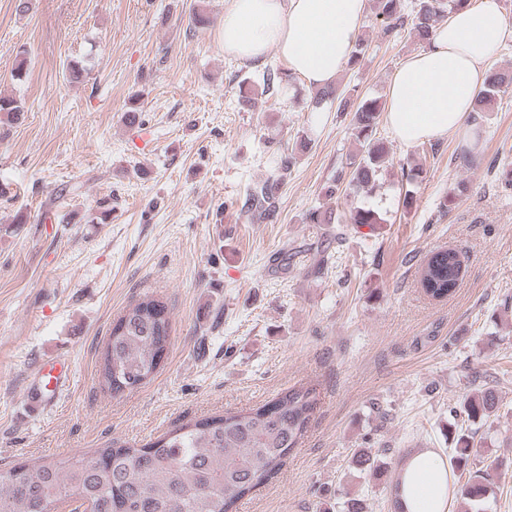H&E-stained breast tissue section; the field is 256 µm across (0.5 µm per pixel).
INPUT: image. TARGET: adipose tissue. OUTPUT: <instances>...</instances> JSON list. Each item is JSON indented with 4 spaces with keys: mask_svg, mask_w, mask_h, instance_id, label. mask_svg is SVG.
<instances>
[{
    "mask_svg": "<svg viewBox=\"0 0 512 512\" xmlns=\"http://www.w3.org/2000/svg\"><path fill=\"white\" fill-rule=\"evenodd\" d=\"M367 0H225L224 51L248 62L276 50L308 87L334 84L344 71ZM512 37L500 0H481L450 13L426 46L394 74L385 121L402 144L478 134L466 118L486 76L493 48ZM398 512H448V461L430 450L408 454L392 485Z\"/></svg>",
    "mask_w": 512,
    "mask_h": 512,
    "instance_id": "1",
    "label": "adipose tissue"
}]
</instances>
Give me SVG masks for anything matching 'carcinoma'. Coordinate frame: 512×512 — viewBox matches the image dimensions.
I'll return each mask as SVG.
<instances>
[{
	"instance_id": "1",
	"label": "carcinoma",
	"mask_w": 512,
	"mask_h": 512,
	"mask_svg": "<svg viewBox=\"0 0 512 512\" xmlns=\"http://www.w3.org/2000/svg\"><path fill=\"white\" fill-rule=\"evenodd\" d=\"M462 0H417L410 30L425 42ZM374 24L381 33L397 35L404 23L402 0H372ZM288 83V74L266 69L257 79H243L238 92L243 102L252 101L255 88L272 94ZM512 89V72L495 68L478 92L473 111L490 112L500 94ZM338 103L347 107L345 93L337 87L319 89L315 107ZM381 103L362 99L352 116V135L358 145L346 161L349 177L340 174L326 187L332 198L340 181L347 180L352 193H372L389 162L382 138L377 136ZM23 112L22 101L0 96V123L10 126ZM283 176L258 182L249 194L252 218L264 221L274 215ZM306 224H335V212L321 206L307 210ZM348 223L358 228L382 223L371 207L354 206ZM462 278V261L452 248L434 252L420 271L423 292L438 300L451 294ZM170 315L167 305L146 296L131 305L112 325L102 352L101 378L112 394L124 392L127 378L147 383L157 371L156 358L168 348ZM318 404L316 389L293 387L256 409L209 417L172 430L141 447L98 448L82 457L49 456L30 465L19 463L0 471V512H54L70 498L72 512H228L245 495L269 482L282 468L305 433ZM494 389L482 388L466 396L460 413L473 424L488 421L498 410ZM453 473L465 477L453 486L454 495L472 512H480L486 499L491 472L506 466L495 460L486 468L472 466L473 437L468 429L448 431ZM357 468L377 474L380 465L370 448L355 449Z\"/></svg>"
}]
</instances>
